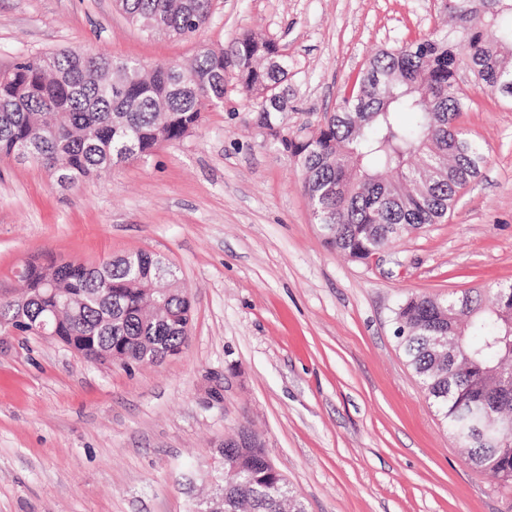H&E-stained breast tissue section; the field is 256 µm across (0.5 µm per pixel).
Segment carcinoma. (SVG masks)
I'll return each mask as SVG.
<instances>
[{
  "label": "carcinoma",
  "instance_id": "1",
  "mask_svg": "<svg viewBox=\"0 0 512 512\" xmlns=\"http://www.w3.org/2000/svg\"><path fill=\"white\" fill-rule=\"evenodd\" d=\"M127 19L150 36L190 37L212 17V0H117ZM458 36L426 33L376 53L352 93L317 128L297 135L279 114L288 103V63L274 41L245 34L229 48H204L187 66L156 64L64 49L25 55L0 76V156L37 144L35 162L61 187L105 177L123 159L151 157L182 141L203 114L224 105L226 74L255 104V125L295 159L313 217L326 242L355 261L426 224H435L478 176L484 149L459 126L469 108L457 74L466 66L479 90L512 99V0H440ZM32 296L0 302V320L37 335L40 323L76 353L100 360L115 351L133 362L154 361L186 346L193 303L170 287L179 269L160 256L132 252L89 267L81 262L28 264L19 275ZM470 339L464 357L439 370L429 348L442 312ZM402 352L470 462L512 485V392L490 372L512 377V285L496 289L487 307L468 290L442 298L407 296L395 309ZM500 422L498 448L470 442L473 418ZM209 473L224 499L214 512H280L289 492L256 445L217 448Z\"/></svg>",
  "mask_w": 512,
  "mask_h": 512
}]
</instances>
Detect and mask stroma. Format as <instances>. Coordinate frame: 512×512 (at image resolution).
I'll return each instance as SVG.
<instances>
[{
	"label": "stroma",
	"instance_id": "obj_1",
	"mask_svg": "<svg viewBox=\"0 0 512 512\" xmlns=\"http://www.w3.org/2000/svg\"><path fill=\"white\" fill-rule=\"evenodd\" d=\"M436 0H213L197 35L147 36L114 0H0V72L23 55L103 52L180 63L240 34L290 64L288 126L316 127L378 50L446 25ZM459 124L487 162L441 223L368 263L327 246L303 173L262 137L228 81L180 143L62 189L0 158V300L31 261L89 266L145 251L193 297L183 350L90 363L0 331V512H189L224 437L249 428L306 512H512V489L467 462L395 336L406 296L512 284V100L469 70Z\"/></svg>",
	"mask_w": 512,
	"mask_h": 512
}]
</instances>
